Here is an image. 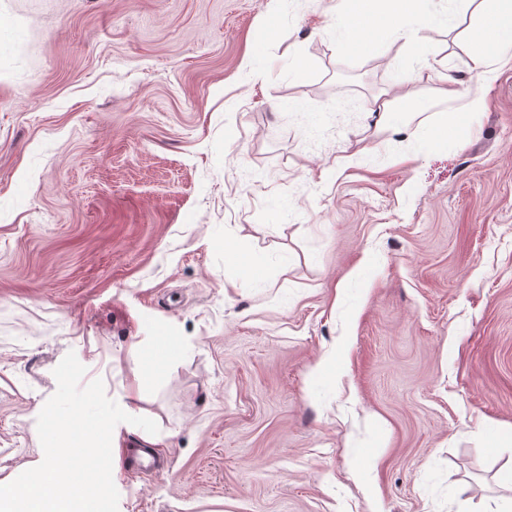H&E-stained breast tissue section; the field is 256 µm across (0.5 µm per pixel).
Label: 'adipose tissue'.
I'll use <instances>...</instances> for the list:
<instances>
[{
    "label": "adipose tissue",
    "instance_id": "1",
    "mask_svg": "<svg viewBox=\"0 0 512 512\" xmlns=\"http://www.w3.org/2000/svg\"><path fill=\"white\" fill-rule=\"evenodd\" d=\"M495 2L490 8L484 0H477L480 19L458 40L460 50L473 61V79L478 83L487 81L494 57L512 54V0Z\"/></svg>",
    "mask_w": 512,
    "mask_h": 512
}]
</instances>
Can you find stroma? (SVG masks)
I'll return each mask as SVG.
<instances>
[{"mask_svg":"<svg viewBox=\"0 0 512 512\" xmlns=\"http://www.w3.org/2000/svg\"><path fill=\"white\" fill-rule=\"evenodd\" d=\"M0 15V482L72 351L159 426L118 512H512V59L442 101L462 0H414L409 42L380 0ZM171 343V349L165 355H160L157 351L156 340L157 336H150L144 344H138L142 348V355L145 356L147 365L151 368H155L161 365L167 364L174 352L183 348V342L178 336H167ZM172 338L175 344L172 342Z\"/></svg>","mask_w":512,"mask_h":512,"instance_id":"stroma-1","label":"stroma"}]
</instances>
